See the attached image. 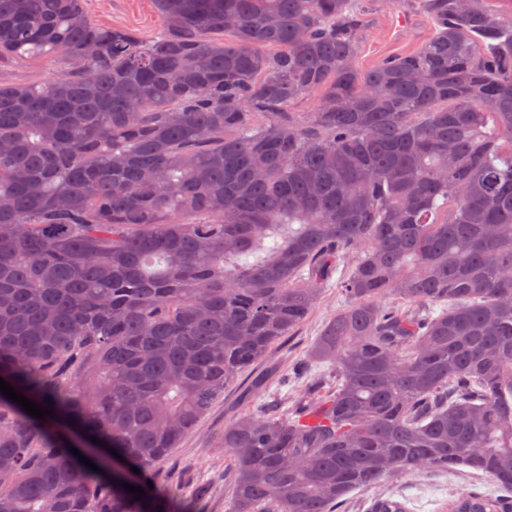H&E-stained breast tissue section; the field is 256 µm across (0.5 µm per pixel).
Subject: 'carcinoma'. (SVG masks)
Listing matches in <instances>:
<instances>
[{
	"label": "carcinoma",
	"mask_w": 512,
	"mask_h": 512,
	"mask_svg": "<svg viewBox=\"0 0 512 512\" xmlns=\"http://www.w3.org/2000/svg\"><path fill=\"white\" fill-rule=\"evenodd\" d=\"M155 4L144 42L0 0V58L64 65L0 82V378L55 410L0 393V512H172L153 466L337 271L298 367L335 385L224 429L231 512L457 467L503 495L448 512H512V14L418 0L432 36L363 73L359 0ZM61 68V60L56 56H5L0 62V82L39 84Z\"/></svg>",
	"instance_id": "obj_1"
}]
</instances>
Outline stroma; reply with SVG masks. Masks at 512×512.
Here are the masks:
<instances>
[{
    "label": "stroma",
    "mask_w": 512,
    "mask_h": 512,
    "mask_svg": "<svg viewBox=\"0 0 512 512\" xmlns=\"http://www.w3.org/2000/svg\"><path fill=\"white\" fill-rule=\"evenodd\" d=\"M85 8L94 23L130 31L144 41L163 27L153 0H86ZM361 10L364 26L356 64L363 72L384 58L416 51L433 33L432 21L416 8L414 0H361ZM61 68L56 56H6L0 58V82L39 84ZM338 306L335 287L325 288L292 336L274 347L253 374L229 383L223 396L157 466L155 480L176 512H230L232 477L224 458L225 427L248 413L267 415L290 407L306 387V380L283 387L272 382L261 391L254 389L252 380L257 375L273 378L303 364L311 342ZM201 482L215 484L212 497L196 498L195 487ZM475 491L491 494L495 486L487 478L460 468L442 473L421 470L396 477L381 488L380 494L403 503L409 512H445L449 500L458 493Z\"/></svg>",
    "instance_id": "1"
}]
</instances>
